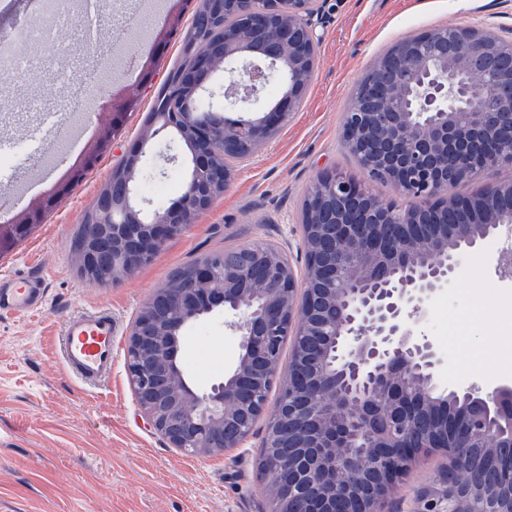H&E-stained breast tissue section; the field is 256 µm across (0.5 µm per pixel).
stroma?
I'll return each mask as SVG.
<instances>
[{
    "label": "stroma",
    "mask_w": 512,
    "mask_h": 512,
    "mask_svg": "<svg viewBox=\"0 0 512 512\" xmlns=\"http://www.w3.org/2000/svg\"><path fill=\"white\" fill-rule=\"evenodd\" d=\"M180 13L179 27L191 25L192 7L183 0H144L146 15L159 16L152 39H163L151 88L134 111L111 127L109 113L84 101L64 113L50 128L40 112L0 92V106L25 116L19 129L0 119V139L14 154L0 179L11 184L14 207L0 212L7 223L41 201V189L29 176L26 130L42 135L47 185L74 160L66 156L72 130L82 143L104 128L112 130V147L44 216L41 224L0 254V275L39 271L46 293L41 308L27 317L0 314V512H267L265 476L260 469L264 421H257L242 447L210 456L185 453L155 431L144 417L129 383L125 355H118L110 376L98 385L84 384L64 366L59 339L71 315L102 309L112 312L120 336H127L140 307L172 272L210 251L252 243L285 248L303 269L299 250L301 212L306 192L317 175L340 172L355 179L363 174L340 138L342 114L358 83L401 39L449 24L487 29L512 42V0H318L316 32L320 37L317 67L300 106L272 138L246 161L237 163L234 179L196 223L169 240L148 264L112 285L94 284L81 276L72 242L86 213L125 151L141 136L157 86L181 57L178 40L166 36L162 18L170 8ZM140 34L131 25L124 41L87 43L83 18L57 24L55 48L38 62V74L63 71L64 90L45 80L43 99L72 94L88 82L93 53L111 54L118 67L116 86L134 88L140 71L127 63L130 41ZM499 243L486 241L468 251L453 285L431 300L423 330L433 341L441 364L440 385L468 386L512 380V282L495 273ZM465 308L475 317L474 333L497 343L501 362L473 358L444 318L449 307ZM231 315L217 311L190 323L181 340L180 361L187 381L210 392L230 375L240 354V338L230 332ZM437 454L419 458L396 487L391 512H412L417 490L432 483L443 467Z\"/></svg>",
    "instance_id": "35a3bbf8"
}]
</instances>
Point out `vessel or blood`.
Instances as JSON below:
<instances>
[{"mask_svg":"<svg viewBox=\"0 0 512 512\" xmlns=\"http://www.w3.org/2000/svg\"><path fill=\"white\" fill-rule=\"evenodd\" d=\"M45 297L44 282L34 272L0 277V313L25 316ZM118 323L111 312L92 310L70 316L64 323L61 356L66 368L83 382L94 384L112 372Z\"/></svg>","mask_w":512,"mask_h":512,"instance_id":"vessel-or-blood-1","label":"vessel or blood"}]
</instances>
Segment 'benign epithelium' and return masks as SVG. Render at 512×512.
Listing matches in <instances>:
<instances>
[{
    "instance_id": "benign-epithelium-1",
    "label": "benign epithelium",
    "mask_w": 512,
    "mask_h": 512,
    "mask_svg": "<svg viewBox=\"0 0 512 512\" xmlns=\"http://www.w3.org/2000/svg\"><path fill=\"white\" fill-rule=\"evenodd\" d=\"M314 2L208 0L215 18L233 9L241 25L225 33L219 55L206 38H194L191 64L172 88L196 106L163 114L123 155V218L100 219L89 233L112 244L110 283L151 262L222 195L234 170L219 168L220 159L249 155L288 120L315 70ZM221 71L232 75L222 86ZM473 73L483 80L467 79ZM277 76L288 86L279 87L274 104L257 106ZM97 101L115 117L133 110L136 96L113 90ZM228 110L240 118H224ZM504 127H512L511 42L446 26L410 35L379 57L354 90L340 132L364 180L332 172L311 184L302 212L303 277L285 248L267 245L251 268L226 263L218 273L209 257L190 272V287L155 290L187 323L217 309L233 313L226 326L240 336L241 354L232 374L210 392H196L162 310L151 299L140 309L126 361L151 426L192 455L240 447L266 413L264 388L278 377L279 341L300 334L308 343L289 362L266 413L260 466L269 512H388L394 488L427 449H439L448 467L466 463L443 442L448 436L483 449L472 462L485 479L479 491L496 492L495 512H512V382L440 388V355L420 330L465 251L512 228V210L496 204L512 196L511 181L484 188L486 204L474 221L435 219L460 210L455 187L512 167V141L493 155L484 151ZM170 128L180 131L191 175L175 205L148 213L135 200L143 147ZM372 182H389L423 203L376 196L366 187ZM34 222L1 224L0 247ZM95 257L90 249L76 262L98 284ZM447 395L466 406L448 412L441 406ZM490 435L498 440L493 448ZM469 501L466 487L444 478L417 491L413 512H471Z\"/></svg>"
}]
</instances>
